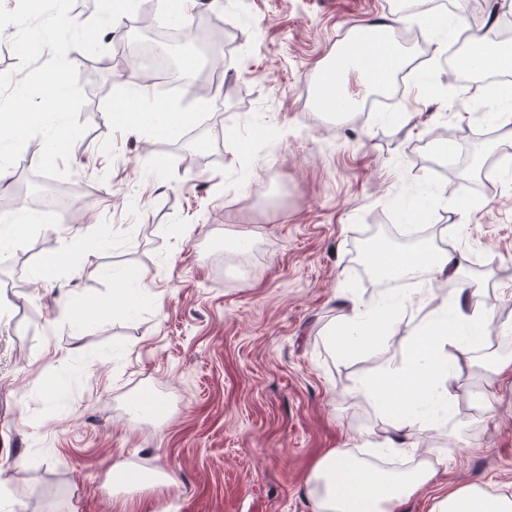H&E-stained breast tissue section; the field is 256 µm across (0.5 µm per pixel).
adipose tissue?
Masks as SVG:
<instances>
[{
  "label": "adipose tissue",
  "instance_id": "adipose-tissue-1",
  "mask_svg": "<svg viewBox=\"0 0 512 512\" xmlns=\"http://www.w3.org/2000/svg\"><path fill=\"white\" fill-rule=\"evenodd\" d=\"M387 24L368 26L367 40L350 39L339 46L331 66L321 71L322 84L355 78L365 92L385 88L393 75L408 63L405 49L388 37ZM463 66L474 70H512V47L495 43L489 35L474 37L461 55ZM113 120H136L158 134L175 132L185 122V115L156 105L143 109L139 99L124 104L123 111L113 113ZM426 271L430 281L437 282L462 276L460 260L443 251L426 247L398 263L396 274L409 277ZM410 364L382 374L372 391L393 415V433L387 439L390 448L409 449L408 439L414 430L428 428L429 423L411 410V403L429 404L452 399V380L432 385L440 365L459 370L470 366L473 343L456 336L453 330L440 326L415 336L411 341ZM429 461L402 474L379 472L359 461L351 460L344 451H330L315 464L309 477V495L313 512H399L405 500L417 494L434 477ZM432 512H512V497L494 494L475 485H463L437 501Z\"/></svg>",
  "mask_w": 512,
  "mask_h": 512
}]
</instances>
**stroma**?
<instances>
[{
    "instance_id": "35a3bbf8",
    "label": "stroma",
    "mask_w": 512,
    "mask_h": 512,
    "mask_svg": "<svg viewBox=\"0 0 512 512\" xmlns=\"http://www.w3.org/2000/svg\"><path fill=\"white\" fill-rule=\"evenodd\" d=\"M407 0H197L186 24L225 25L222 60L196 39L169 43L211 88L172 97L153 74L113 65L78 120L69 214L35 209L0 229V512H312L308 477L333 449L405 466L384 448L392 418L366 389L405 361L436 318L409 287L370 273L363 237L408 206L428 245L462 256L493 313L491 340L457 372L452 403L417 435L437 475L400 512H430L464 484L512 495V376H492L495 337L512 330V130L491 135L485 74L474 93L432 46L412 49L399 96L365 113L315 103L318 71L356 26L388 17L423 31ZM149 99L191 122L208 149L186 159L178 135L113 123L122 100ZM474 161L439 173L448 137ZM40 139L0 182V217L40 181ZM53 276L39 279L49 259ZM390 305L386 335L341 354L328 329L352 303ZM491 400L483 408L482 400Z\"/></svg>"
}]
</instances>
